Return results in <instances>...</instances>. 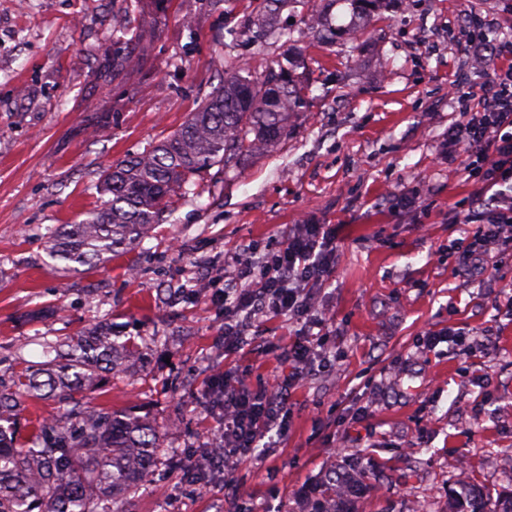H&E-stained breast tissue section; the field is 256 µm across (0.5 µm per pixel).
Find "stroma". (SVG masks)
Masks as SVG:
<instances>
[{"instance_id":"obj_1","label":"stroma","mask_w":512,"mask_h":512,"mask_svg":"<svg viewBox=\"0 0 512 512\" xmlns=\"http://www.w3.org/2000/svg\"><path fill=\"white\" fill-rule=\"evenodd\" d=\"M126 3L30 0L22 11L0 0V357L21 344L39 363L38 337L110 321L144 356L93 390L94 403L178 418L164 447H207L221 416L204 388L226 373L255 388L285 372L274 346L298 329L264 319L270 350L225 351L212 281L244 245L271 254L290 225L328 224L335 273L314 302L334 317L343 361L291 386L285 435L265 455L199 482L159 472L133 512H225L228 478L241 512H298V488L338 468L379 484L357 512H450L470 488L493 512L512 497V256L487 257V274L471 280L455 273V245L473 227L448 221L471 191L448 161L459 117L448 83L478 79L458 49L463 13L491 15L512 37V0H386L366 36L332 44L309 34L302 8L283 10L280 25L304 50V104L288 137L238 169H210L205 192L175 196L139 244L64 273L45 251L48 230L99 209L100 171L199 108L218 82L220 40L234 37L231 59L258 71L284 54L244 31L249 0H146L130 25L149 17L161 32L144 66L115 79L101 60ZM398 193L412 207L389 205ZM38 308L46 316L24 322ZM448 327L470 335L421 349L425 332Z\"/></svg>"}]
</instances>
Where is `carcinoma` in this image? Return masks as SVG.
<instances>
[{"label": "carcinoma", "mask_w": 512, "mask_h": 512, "mask_svg": "<svg viewBox=\"0 0 512 512\" xmlns=\"http://www.w3.org/2000/svg\"><path fill=\"white\" fill-rule=\"evenodd\" d=\"M245 29L256 38L288 44L278 14L296 3L308 7V21L320 40L366 32L385 0H354L360 25L327 30L319 0H253ZM156 38L155 24L129 31L127 15L112 16V58L116 76L140 66ZM302 106L292 70L262 72L224 62L217 85L202 106L170 137L100 177L108 196L103 207L76 224H60L47 236L50 259L70 271L92 267L132 245L161 221L178 193L204 189L203 173L235 167L288 137L292 116ZM47 361L22 366L24 346L14 353L20 370L0 379V512H131L133 497L159 467L206 477L220 454L200 448L179 458L161 448L163 427L128 410L118 414L91 402L88 392L105 375L121 374L141 359L134 338L112 335L100 325L87 332L42 342ZM55 398L62 407L48 419L24 416L31 400Z\"/></svg>", "instance_id": "obj_1"}]
</instances>
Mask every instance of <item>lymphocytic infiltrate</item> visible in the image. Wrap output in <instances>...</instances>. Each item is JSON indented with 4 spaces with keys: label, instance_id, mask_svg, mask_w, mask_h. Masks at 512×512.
Instances as JSON below:
<instances>
[{
    "label": "lymphocytic infiltrate",
    "instance_id": "1",
    "mask_svg": "<svg viewBox=\"0 0 512 512\" xmlns=\"http://www.w3.org/2000/svg\"><path fill=\"white\" fill-rule=\"evenodd\" d=\"M483 33L467 44L478 60L489 61L478 84L456 86L454 96L476 99L475 110L448 128V157L462 159L472 190L453 209L452 223L474 225L459 258L469 271L488 246L512 255V40L492 37L493 22L482 19ZM253 248L242 249L231 276L216 294L224 304V347L244 344L256 320L285 317L303 322L306 333L282 347L288 376L273 375L258 389L232 378L216 379L205 389L224 416L216 437L224 445V465L255 456L271 437H283L288 414V387L323 371L333 351L328 345L331 317L312 303L313 288L325 284L336 265L335 237L324 224H294L284 245L257 263ZM370 490L362 472L342 473L335 487L302 485L296 499L310 512H354L356 501Z\"/></svg>",
    "mask_w": 512,
    "mask_h": 512
}]
</instances>
